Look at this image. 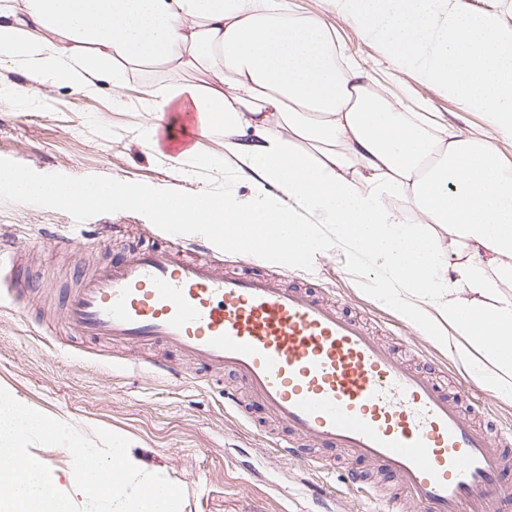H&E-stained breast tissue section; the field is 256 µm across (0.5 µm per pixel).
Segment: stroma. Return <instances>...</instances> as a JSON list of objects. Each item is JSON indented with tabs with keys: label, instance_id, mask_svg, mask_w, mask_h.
Segmentation results:
<instances>
[{
	"label": "stroma",
	"instance_id": "stroma-1",
	"mask_svg": "<svg viewBox=\"0 0 512 512\" xmlns=\"http://www.w3.org/2000/svg\"><path fill=\"white\" fill-rule=\"evenodd\" d=\"M301 16H324L336 40L372 72L378 89L402 109L430 112L462 131L481 133L512 162V138L493 127L486 116L461 111L455 100L420 83L414 72L394 63L358 29L332 14L322 0H291ZM145 76L128 75L125 103L112 104L105 85L78 91L22 65L0 68V170L22 169L33 179L93 185L119 177L163 195L200 187L223 192L224 167L177 166L166 149L141 143L143 118L139 86ZM65 224L113 225L111 238L69 249L55 247L49 234ZM29 245L37 255L25 269L29 299L18 311L13 294L0 288V385L22 400L51 413H62L75 428H92L98 447L110 435L123 433L150 463L174 480L185 499V512H316L312 486L333 498V512H367L365 491L351 473L373 472L371 464L345 459L337 449L305 448L301 457L285 460L263 441L267 412L246 400L225 412L222 393L240 385L232 373L211 379L205 371L179 382L152 371L155 361L179 363V355L160 345L112 346L74 335L47 337L42 321L44 271L54 272L56 295L74 283L75 270L122 258L136 246L168 247L162 224L144 207H109L85 211L58 200L46 202L18 195L0 181V239ZM319 277L313 287L345 304L385 330L401 326L388 307L375 302L359 272L343 259L327 257L312 265ZM417 343L425 352L422 368L440 383H469L463 366L449 359L428 337ZM321 457L329 466L317 469Z\"/></svg>",
	"mask_w": 512,
	"mask_h": 512
}]
</instances>
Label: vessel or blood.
<instances>
[{
  "label": "vessel or blood",
  "instance_id": "1",
  "mask_svg": "<svg viewBox=\"0 0 512 512\" xmlns=\"http://www.w3.org/2000/svg\"><path fill=\"white\" fill-rule=\"evenodd\" d=\"M287 268L228 275L218 262L144 249L80 273L67 289L68 330L127 345L162 344L215 373L231 370L291 437L344 448L398 483L370 490L380 512H512V424L477 425L428 374L398 358L364 319L308 289Z\"/></svg>",
  "mask_w": 512,
  "mask_h": 512
}]
</instances>
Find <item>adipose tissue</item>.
I'll list each match as a JSON object with an SVG mask.
<instances>
[{
	"mask_svg": "<svg viewBox=\"0 0 512 512\" xmlns=\"http://www.w3.org/2000/svg\"><path fill=\"white\" fill-rule=\"evenodd\" d=\"M26 64L77 90L147 83L142 143L173 132L191 105L198 139L224 132V161L249 194L186 196L183 232L225 250L297 263L343 256L372 298L512 400V166L496 147L369 91L322 20L291 0H0V66ZM26 196L147 206L115 179L74 187L4 170ZM67 444L94 470L48 471L26 437ZM111 492L95 493L100 472ZM0 512H183L173 481L113 435L99 452L70 421L0 386Z\"/></svg>",
	"mask_w": 512,
	"mask_h": 512,
	"instance_id": "obj_1",
	"label": "adipose tissue"
}]
</instances>
